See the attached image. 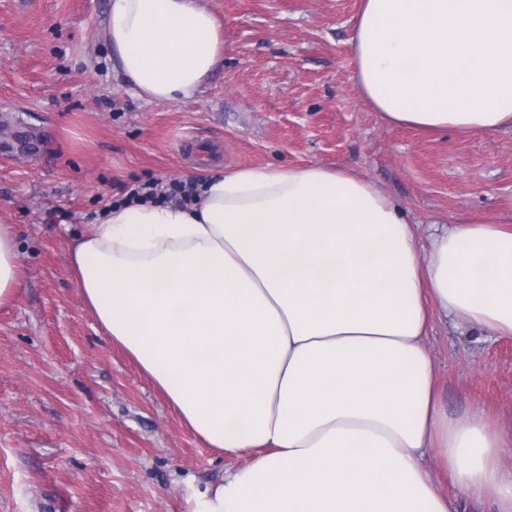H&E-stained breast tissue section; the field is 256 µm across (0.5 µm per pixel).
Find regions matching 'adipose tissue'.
Instances as JSON below:
<instances>
[{"label": "adipose tissue", "mask_w": 512, "mask_h": 512, "mask_svg": "<svg viewBox=\"0 0 512 512\" xmlns=\"http://www.w3.org/2000/svg\"><path fill=\"white\" fill-rule=\"evenodd\" d=\"M103 37L149 101L194 96L223 61L198 0H110ZM356 81L389 124L512 126V0H361ZM70 262L85 304L208 448L250 456L193 512H512V442L449 415L425 340L438 316L512 335V225L420 243L376 184L318 164L210 170L180 206L112 205ZM23 270L0 224V306ZM442 481L439 483V488L444 494L458 495L459 496V511L460 512H494V505L488 501L484 500L482 502H478L473 498L468 496L456 494L457 490L449 483L448 480L442 478Z\"/></svg>", "instance_id": "ef3b65f1"}]
</instances>
